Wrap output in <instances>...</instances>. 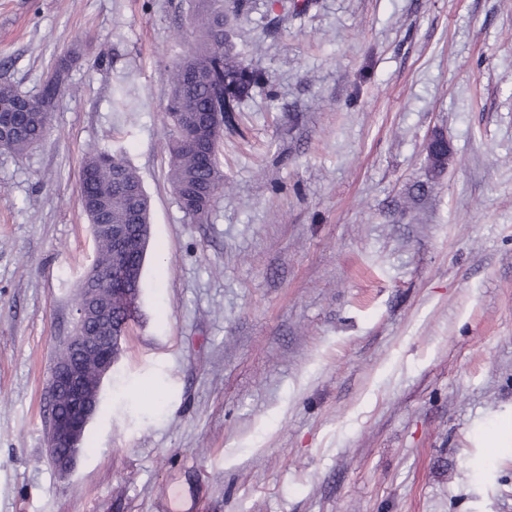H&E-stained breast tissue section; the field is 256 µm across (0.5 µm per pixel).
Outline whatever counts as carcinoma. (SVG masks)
Instances as JSON below:
<instances>
[{
	"mask_svg": "<svg viewBox=\"0 0 512 512\" xmlns=\"http://www.w3.org/2000/svg\"><path fill=\"white\" fill-rule=\"evenodd\" d=\"M204 69L209 80L188 83L187 75ZM68 80L67 63L62 61L44 84L35 101L39 112H22L25 95L13 84L0 82V112L13 111L18 132L0 142V149L21 155L43 138L57 91ZM258 82V75L234 52L229 39L224 0H203L195 16L193 46L169 71L167 82V118L171 133L165 143L169 154L168 180L180 208L193 222H199L210 209L215 194L224 182L217 152L224 128L233 124L234 114ZM222 114L223 126L208 131L211 158L204 163L200 148L181 136L182 125L204 112ZM81 206L91 225L137 224L142 230L138 266H143L149 246L150 200L141 178L123 157L114 152L94 151L85 157L81 171ZM98 259L94 272H106L112 266V242L97 238Z\"/></svg>",
	"mask_w": 512,
	"mask_h": 512,
	"instance_id": "carcinoma-1",
	"label": "carcinoma"
}]
</instances>
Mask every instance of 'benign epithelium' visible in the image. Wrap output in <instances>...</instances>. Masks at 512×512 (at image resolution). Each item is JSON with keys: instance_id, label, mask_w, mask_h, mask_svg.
<instances>
[{"instance_id": "1", "label": "benign epithelium", "mask_w": 512, "mask_h": 512, "mask_svg": "<svg viewBox=\"0 0 512 512\" xmlns=\"http://www.w3.org/2000/svg\"><path fill=\"white\" fill-rule=\"evenodd\" d=\"M122 252L109 277L84 282L76 302L70 336L59 343L60 351L48 378V398L63 402L49 413L46 446L58 472H70L81 451L88 424L97 412L105 378L112 372L127 339L128 321L112 325V310L135 312L136 293L126 287L131 274L125 254L138 250L131 224H100Z\"/></svg>"}]
</instances>
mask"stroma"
Here are the masks:
<instances>
[{"instance_id": "35a3bbf8", "label": "stroma", "mask_w": 512, "mask_h": 512, "mask_svg": "<svg viewBox=\"0 0 512 512\" xmlns=\"http://www.w3.org/2000/svg\"><path fill=\"white\" fill-rule=\"evenodd\" d=\"M249 0L260 76L191 223L162 150L199 0H0V512H512V0ZM448 143L432 175L431 133ZM151 198L138 312L66 476L47 379L94 259L91 150ZM67 80V63L61 61L44 84L40 95L31 97L42 106L41 112H14L18 132L3 140L0 149L21 155L41 141L49 123L53 100Z\"/></svg>"}]
</instances>
